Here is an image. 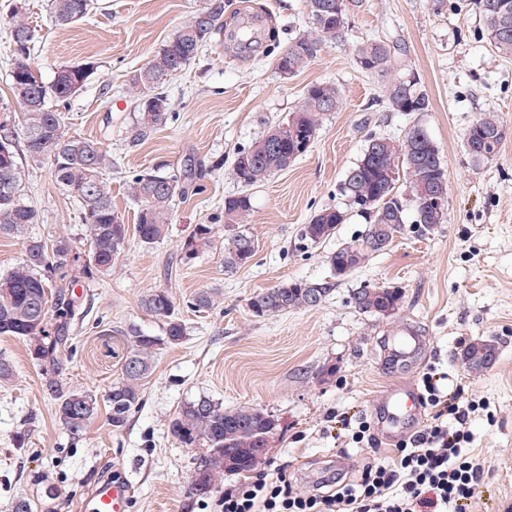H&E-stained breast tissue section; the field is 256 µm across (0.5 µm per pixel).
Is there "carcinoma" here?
<instances>
[{"mask_svg":"<svg viewBox=\"0 0 512 512\" xmlns=\"http://www.w3.org/2000/svg\"><path fill=\"white\" fill-rule=\"evenodd\" d=\"M52 21L57 26L72 25L87 17L95 0H48ZM344 0H306L311 31L295 37L277 58L278 71L294 75L316 58L323 47L345 41L350 13L342 8ZM481 13L487 38L495 51L512 57V0H475ZM24 4L14 6L11 36L17 63L11 72V89L19 102H25L21 133L27 156L50 162L56 184L82 208L87 226L90 258L93 268L78 264L70 239L59 237L51 244L28 236L29 228L39 223V213L23 199V178L16 130H4L10 139L9 156L0 157V236L25 241L22 262L0 274V335L28 342L37 351L47 343L50 319L72 320L76 309L66 301L69 291L81 280L108 272L118 260L128 234L112 208V155L99 143L85 138L68 137L62 129L64 105L81 90L93 73L86 64L62 65L51 85L35 90L30 87L31 44L34 31L27 23ZM224 8L211 11L206 28L198 32L179 28L145 63L133 71L129 79L133 93V116L126 126L125 139L130 146L149 140L157 127L167 120L172 104L165 87L173 75L194 61L221 34L227 23L222 21ZM356 63L365 72L382 74L395 68L394 52L385 41L368 39L356 48ZM383 101L394 112H427L431 102L421 89L419 78L407 71L394 76L384 90ZM338 88L322 82L311 85L301 104L289 113L286 121L271 127L251 146L236 152L233 175L243 186L266 181L274 173L288 168L304 155L307 143L314 142L323 121L340 108ZM505 138L496 115L486 112L465 133L468 154L476 161L496 157ZM201 167L184 178L158 169L141 171L126 181L127 192L139 205L135 233L140 242L153 244L165 238L171 221L175 196L186 193V182L201 179ZM405 184L406 195L398 183ZM447 188V178L440 150L430 135L419 125L410 127L400 139L369 138L361 158L345 175L340 192L346 208H323L316 211L300 229L304 246L319 245L336 234L338 225L348 215L365 219L366 233L336 248L328 256L338 278L362 267L377 252L385 250L401 233L408 217L424 229L445 221L430 199L436 190ZM374 202L375 212L361 208V202ZM252 211L251 196L238 193L224 198V271L233 272L245 266L256 253L257 244L245 230ZM377 224H385L389 232L382 238L374 232ZM215 226L197 224L184 240L181 249L188 251L187 260L214 246ZM332 282L291 281L258 293L250 298L249 308L256 317L271 316L291 310L319 306L333 291ZM403 299L397 286H364L351 297L360 311L392 316ZM149 313L165 320L164 335L152 336L134 332L127 337L129 356L122 378L112 385L107 395L112 426L121 428L132 411L142 404L141 381L149 374L153 354L164 344L175 345L186 336L185 324L175 317L170 295L159 290L143 300ZM477 344L468 347L463 356L466 367L481 371L488 363L476 355ZM73 339L56 346L48 359H37L44 371L54 376L46 389L56 401V417L73 432H78L97 411L96 397L68 386L63 375L72 362ZM85 405L84 419L69 415L72 406ZM279 429L274 416L261 408L240 406L224 409L210 399L200 398L181 407L170 424V433L183 448L198 450L194 474L199 482L215 488L224 473L257 467L264 459L258 452L271 429Z\"/></svg>","mask_w":512,"mask_h":512,"instance_id":"obj_1","label":"carcinoma"}]
</instances>
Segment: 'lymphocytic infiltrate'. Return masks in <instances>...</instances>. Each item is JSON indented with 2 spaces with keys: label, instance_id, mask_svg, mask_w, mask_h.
<instances>
[{
  "label": "lymphocytic infiltrate",
  "instance_id": "1",
  "mask_svg": "<svg viewBox=\"0 0 512 512\" xmlns=\"http://www.w3.org/2000/svg\"><path fill=\"white\" fill-rule=\"evenodd\" d=\"M447 373H424L429 422L401 441L391 462L372 457L354 480L324 493L297 491L287 466L255 471L224 490L223 512H466L484 468L468 447L479 402L444 387Z\"/></svg>",
  "mask_w": 512,
  "mask_h": 512
}]
</instances>
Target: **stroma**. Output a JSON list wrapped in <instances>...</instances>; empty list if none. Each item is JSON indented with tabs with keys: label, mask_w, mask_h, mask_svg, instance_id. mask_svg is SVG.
Listing matches in <instances>:
<instances>
[{
	"label": "stroma",
	"mask_w": 512,
	"mask_h": 512,
	"mask_svg": "<svg viewBox=\"0 0 512 512\" xmlns=\"http://www.w3.org/2000/svg\"><path fill=\"white\" fill-rule=\"evenodd\" d=\"M18 0H0V100L10 98L15 67L11 12ZM34 31L32 65L52 82L62 65L92 64L87 84L62 107L67 135L100 142L112 155V207L134 226L139 209L124 183L146 169L184 173L204 165L199 191L176 198L167 237L152 245L128 234L112 271L76 287L83 319L72 321L74 361L64 378L94 394L98 413L79 434L55 417L54 401L26 341L0 335V357L14 365L0 384V512L16 498L34 512H76L104 475L135 487L129 512H221L225 486L244 473L225 474L221 487L189 494L194 451L181 447L169 425L181 406L206 397L224 409L254 405L280 422L266 462L287 465L299 491L322 477L345 472L355 478L371 452L391 457L397 439L421 428L412 423L399 438L375 426V407L386 387H420L428 367L448 375L449 386L485 402L471 415L472 452L484 463L478 494L467 512H504L512 503V58L488 42L474 0H364L350 18L345 43L325 46L304 69L281 75L275 50L241 57L221 46L207 49L170 80L168 120L137 147L124 139L130 117L129 78L187 19L215 0H97L96 9L68 27L51 22L47 0H25ZM243 15L271 18L278 48L309 30L305 0H231ZM367 38L395 45L399 68L416 73L428 94V112H391L381 102L384 78L363 72L354 48ZM336 84L340 111L328 115L309 151L287 169L252 187L247 226L256 254L242 268L224 269V243L180 261L184 238L197 224H214L226 196L240 192L232 175L235 153L273 124L286 119L306 89ZM485 112L497 113L505 130L499 155L474 162L464 142L467 128ZM423 126L437 143L447 171L445 221L426 230L405 225L384 251L344 278H335L329 254L364 234L367 224L351 216L331 239L301 247L298 233L315 211L343 207L339 185L372 136H400ZM24 199L40 221L30 233L45 242L67 236L88 256L87 227L76 200L57 186L48 163L22 160ZM334 282L313 309L255 317L252 296L287 281ZM400 287L401 309L390 317L361 313L355 288ZM158 290L174 301L186 326L182 343L157 350L144 379L143 404L121 430L110 421L107 394L122 377L126 338L139 330L164 333V321L147 312L143 299ZM211 292L212 306L195 310V293ZM410 325L427 348L408 369L387 365L382 337ZM485 340L496 356L487 369L463 363L468 346ZM373 422L374 448L337 436L336 414ZM54 488L47 496L46 488Z\"/></svg>",
	"instance_id": "1"
}]
</instances>
